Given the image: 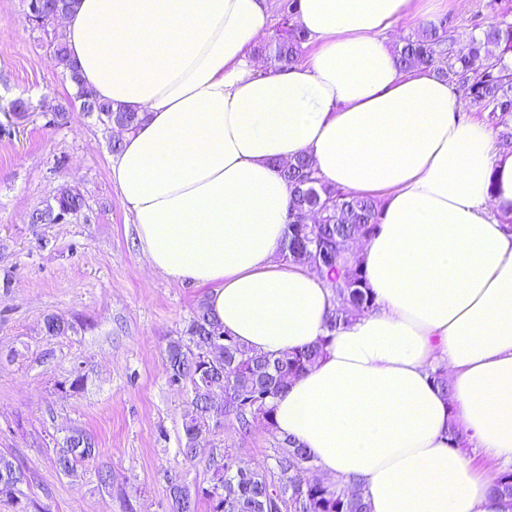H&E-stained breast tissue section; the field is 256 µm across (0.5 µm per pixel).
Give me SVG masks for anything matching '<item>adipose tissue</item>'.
<instances>
[{
  "label": "adipose tissue",
  "instance_id": "adipose-tissue-1",
  "mask_svg": "<svg viewBox=\"0 0 512 512\" xmlns=\"http://www.w3.org/2000/svg\"><path fill=\"white\" fill-rule=\"evenodd\" d=\"M412 2L300 0L315 50L267 74L266 0H77L61 32L86 88L148 115L111 174L151 267L207 287L254 349L316 342L333 308L277 260L290 192L273 161L310 156L382 200L380 230L350 247L376 309L278 399V431L324 476L362 480L371 512H501L448 424L512 462V154L447 81L399 70L388 34Z\"/></svg>",
  "mask_w": 512,
  "mask_h": 512
}]
</instances>
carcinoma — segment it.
Segmentation results:
<instances>
[{"mask_svg": "<svg viewBox=\"0 0 512 512\" xmlns=\"http://www.w3.org/2000/svg\"><path fill=\"white\" fill-rule=\"evenodd\" d=\"M299 2L279 0L280 21L273 35L257 49L272 67L297 62L308 41L295 22ZM49 47L65 78L75 84V100L82 111L97 113L108 132L112 131L111 120L122 122L125 133L137 129L139 113L114 107L80 84L61 35L54 34ZM511 54L512 19L506 14L476 27L458 43L448 40L445 16L395 48L401 70H423L446 80L470 105L487 112L489 120L500 128V148L510 153ZM281 173L292 189L290 221L281 246L283 259L306 267L331 291L334 308L326 319L328 335L301 350L258 353L224 330L206 301L198 302L183 335L167 343L165 361L168 383L187 391L178 455L189 465L203 464L210 477L206 484L190 489L177 477L166 476L169 512H198L201 504L207 512H369L361 483L348 485L317 476L318 466L305 449L277 434L275 403L294 380L318 363L337 329L375 309L361 262L348 258L346 252L349 240L371 237L379 230L383 203L326 184L314 163L304 157L283 163ZM83 207L81 194L63 186L54 203L34 210L31 219L35 224H55ZM313 213L319 215L316 224L308 223ZM70 328L72 324L55 315L44 320V329L51 336ZM202 352L210 357L207 367L198 358ZM210 387L223 389V402L216 404L208 398L206 389ZM226 418L233 419L244 433L254 426L266 430L274 441L272 465H243L231 448L210 439ZM69 440L56 449L55 463L64 474L92 459L96 451L95 437L84 429L71 430ZM26 483L24 467L0 456V496L18 507L17 512H25L23 503H33L21 490ZM494 491L503 506L509 507L511 469L497 476Z\"/></svg>", "mask_w": 512, "mask_h": 512, "instance_id": "carcinoma-1", "label": "carcinoma"}]
</instances>
